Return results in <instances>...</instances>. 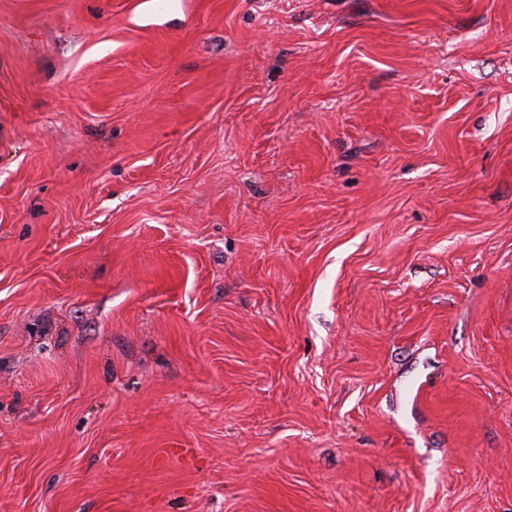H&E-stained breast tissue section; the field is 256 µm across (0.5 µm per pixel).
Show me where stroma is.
<instances>
[{
	"mask_svg": "<svg viewBox=\"0 0 512 512\" xmlns=\"http://www.w3.org/2000/svg\"><path fill=\"white\" fill-rule=\"evenodd\" d=\"M0 512H512V0H0Z\"/></svg>",
	"mask_w": 512,
	"mask_h": 512,
	"instance_id": "35a3bbf8",
	"label": "stroma"
}]
</instances>
